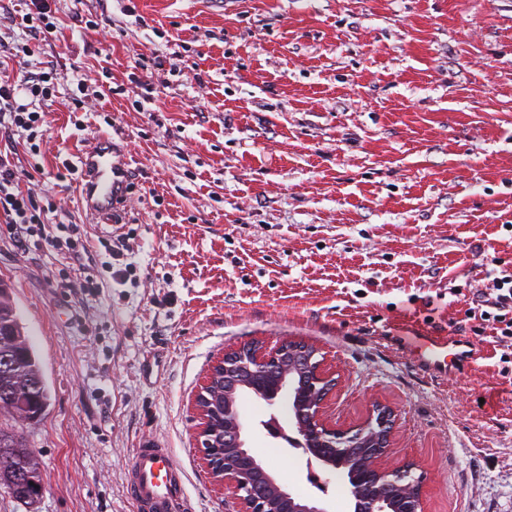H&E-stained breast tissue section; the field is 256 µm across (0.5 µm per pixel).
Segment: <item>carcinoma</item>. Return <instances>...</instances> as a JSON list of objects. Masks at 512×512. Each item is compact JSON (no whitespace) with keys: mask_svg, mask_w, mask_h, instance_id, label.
Returning <instances> with one entry per match:
<instances>
[{"mask_svg":"<svg viewBox=\"0 0 512 512\" xmlns=\"http://www.w3.org/2000/svg\"><path fill=\"white\" fill-rule=\"evenodd\" d=\"M11 349L0 354V486L17 501L35 502L42 491L40 463L29 448L24 429L48 406L49 386L39 356L26 334L9 285L0 279V332Z\"/></svg>","mask_w":512,"mask_h":512,"instance_id":"cac0c4a2","label":"carcinoma"}]
</instances>
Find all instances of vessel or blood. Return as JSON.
<instances>
[{
	"mask_svg": "<svg viewBox=\"0 0 512 512\" xmlns=\"http://www.w3.org/2000/svg\"><path fill=\"white\" fill-rule=\"evenodd\" d=\"M83 172L81 197L88 214L112 224L126 201L129 182L124 146L100 135L90 141L78 157ZM413 364L423 374L438 378L445 371L444 351L448 344L429 336L408 341ZM127 495L138 512H191L183 471L171 451L156 444L137 449L127 476Z\"/></svg>",
	"mask_w": 512,
	"mask_h": 512,
	"instance_id": "b4317fda",
	"label": "vessel or blood"
}]
</instances>
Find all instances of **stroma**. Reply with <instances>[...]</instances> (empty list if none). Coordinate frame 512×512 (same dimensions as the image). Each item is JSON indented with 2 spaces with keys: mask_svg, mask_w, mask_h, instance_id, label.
I'll list each match as a JSON object with an SVG mask.
<instances>
[{
  "mask_svg": "<svg viewBox=\"0 0 512 512\" xmlns=\"http://www.w3.org/2000/svg\"><path fill=\"white\" fill-rule=\"evenodd\" d=\"M48 65L69 92L48 108L39 185L90 259L18 249L0 223V279L50 387L25 429L42 494L0 489V512H135L126 471L147 441L170 449L195 512H225L194 397L225 349L284 340L336 370L337 423L395 409L390 461L418 465L428 512H512V361L466 315L486 258L512 271V0H56L55 30L0 76ZM80 90L96 108H75ZM103 133L134 185L110 227L65 168ZM411 333L481 357L430 381L394 343ZM241 410L282 484L316 495L261 425L288 424L287 400Z\"/></svg>",
  "mask_w": 512,
  "mask_h": 512,
  "instance_id": "stroma-1",
  "label": "stroma"
}]
</instances>
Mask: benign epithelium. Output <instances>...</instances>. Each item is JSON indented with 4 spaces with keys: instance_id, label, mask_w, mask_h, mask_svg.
<instances>
[{
    "instance_id": "7a95c632",
    "label": "benign epithelium",
    "mask_w": 512,
    "mask_h": 512,
    "mask_svg": "<svg viewBox=\"0 0 512 512\" xmlns=\"http://www.w3.org/2000/svg\"><path fill=\"white\" fill-rule=\"evenodd\" d=\"M317 354L315 346L304 342L284 341L270 350L251 343L225 351L211 365L194 402L199 451L213 481L233 499L230 512H329L319 497H297L249 448V423L240 409L245 394L270 406L288 398L289 428L273 414L262 426L270 437L307 456V479L322 494L328 492L329 479L321 474H334L345 480L353 512H427L424 476L415 475V465L386 463L393 409L377 403L362 423L336 425L326 415V404L337 381ZM218 378L224 382V435L221 447L214 448L207 440L214 412L208 393Z\"/></svg>"
}]
</instances>
